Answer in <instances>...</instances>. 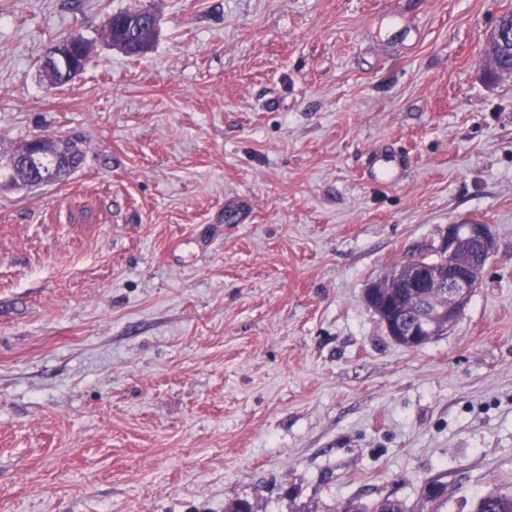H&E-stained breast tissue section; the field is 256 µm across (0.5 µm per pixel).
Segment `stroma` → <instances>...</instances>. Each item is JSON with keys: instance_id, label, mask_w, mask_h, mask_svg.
<instances>
[{"instance_id": "stroma-1", "label": "stroma", "mask_w": 512, "mask_h": 512, "mask_svg": "<svg viewBox=\"0 0 512 512\" xmlns=\"http://www.w3.org/2000/svg\"><path fill=\"white\" fill-rule=\"evenodd\" d=\"M153 13L129 56L106 15ZM512 0H0V512H473L512 492ZM93 45L68 84L43 64ZM411 166L373 186L368 151ZM242 220L224 221L227 203ZM489 224L447 334L396 344L367 282ZM437 502H428L430 490ZM130 11V16H129ZM147 17L156 30L157 20L148 11L142 9H131L112 14V24H103L102 32L107 41L116 42L117 46H121L123 52L130 56H137L146 52L156 41L158 34L156 32L140 29L136 32L129 18ZM112 43L109 44L112 47ZM510 41V42H509ZM486 42L489 51L485 56V71L496 79L512 78V66L506 67L511 62V57L504 60L501 57L510 52L512 54V15L507 14L499 18L496 25L487 33ZM48 139L42 136H34L27 142V149L22 156L16 155L23 152L24 142L17 150H15L9 160L11 168L15 172H24L28 174L34 172L33 163L38 160V168L36 175L39 177L42 173L47 175L45 186L55 184L67 178L72 172L78 169L83 160V153L76 142L60 141V144L49 142L45 147L44 144ZM42 155L39 157L42 148ZM39 157V159H38ZM10 166L0 167V177L5 178L9 183H18ZM7 170L6 174L4 170ZM357 503L360 510L355 509L357 512H406L404 504L395 499L391 500L390 497H384L374 501L370 505H364L360 500L352 498L338 505L336 512H351L353 510L351 505Z\"/></svg>"}]
</instances>
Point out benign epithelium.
<instances>
[{"label": "benign epithelium", "instance_id": "benign-epithelium-1", "mask_svg": "<svg viewBox=\"0 0 512 512\" xmlns=\"http://www.w3.org/2000/svg\"><path fill=\"white\" fill-rule=\"evenodd\" d=\"M489 51L485 71L497 79L512 78V66H505L501 57L512 53V15L499 18L487 33ZM91 47L85 38L75 42L62 39L46 63L72 76L81 72L76 57H90ZM47 138L34 136L27 142L23 155L9 160L11 168L26 175L34 172ZM495 240L489 225L480 222L448 225L440 251L448 261L447 271L435 275L427 272L417 260L405 262L393 273L366 284L364 300L381 319L386 335L407 348H418L441 332L450 330L462 314L473 288L478 286L493 251ZM443 288L447 299L430 308L424 302L426 289Z\"/></svg>", "mask_w": 512, "mask_h": 512}]
</instances>
